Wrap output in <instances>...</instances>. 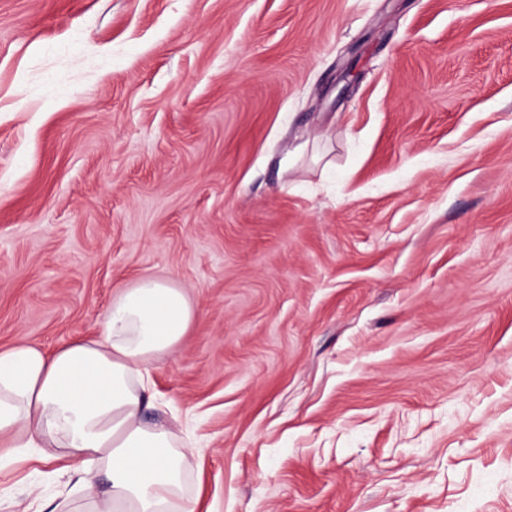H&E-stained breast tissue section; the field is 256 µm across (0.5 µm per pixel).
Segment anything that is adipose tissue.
<instances>
[{"instance_id": "ef3b65f1", "label": "adipose tissue", "mask_w": 512, "mask_h": 512, "mask_svg": "<svg viewBox=\"0 0 512 512\" xmlns=\"http://www.w3.org/2000/svg\"><path fill=\"white\" fill-rule=\"evenodd\" d=\"M193 319L181 288L146 277L113 301L99 339L51 354L28 341L0 350V446L79 460L90 494L106 477L96 512H197L181 493L188 449L175 448L170 427L143 421L148 364Z\"/></svg>"}]
</instances>
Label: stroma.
Wrapping results in <instances>:
<instances>
[{"label": "stroma", "mask_w": 512, "mask_h": 512, "mask_svg": "<svg viewBox=\"0 0 512 512\" xmlns=\"http://www.w3.org/2000/svg\"><path fill=\"white\" fill-rule=\"evenodd\" d=\"M142 276L203 512H512V0H0V348Z\"/></svg>", "instance_id": "stroma-1"}]
</instances>
